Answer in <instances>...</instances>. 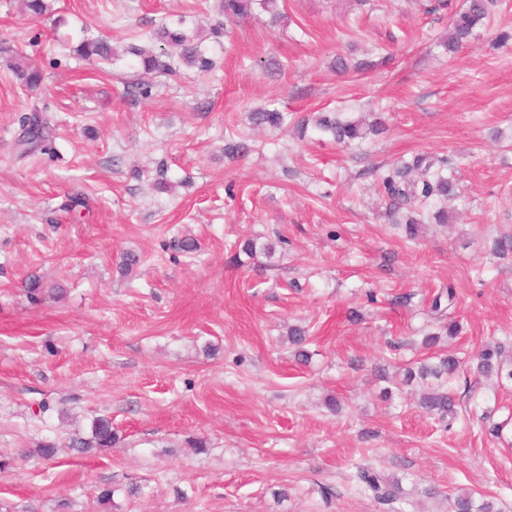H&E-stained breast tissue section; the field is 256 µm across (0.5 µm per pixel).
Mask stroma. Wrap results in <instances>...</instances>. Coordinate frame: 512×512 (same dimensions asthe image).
<instances>
[{
	"mask_svg": "<svg viewBox=\"0 0 512 512\" xmlns=\"http://www.w3.org/2000/svg\"><path fill=\"white\" fill-rule=\"evenodd\" d=\"M46 2L33 17L0 0V512H449L463 492L512 512V381L476 370L488 344L512 360V255L493 253L512 234V0L456 53L449 19L468 0H279L278 22L259 10L219 38L216 0ZM177 15L215 69L139 76L126 47ZM86 35L117 60L81 61ZM19 60L39 89L20 88ZM135 78L149 98L128 93ZM270 105L288 128L251 124ZM36 108L54 152L21 151ZM331 111L385 130L349 146L298 134ZM231 141L248 153L225 155ZM419 155L450 160L457 195L417 207L410 239L381 177ZM184 237L195 252L173 249ZM33 274L64 297L31 302ZM447 286L453 339L429 307ZM433 351L464 360L449 425L403 382ZM102 415L119 442L74 455ZM46 440L55 460L36 453ZM360 465L402 497L364 492Z\"/></svg>",
	"mask_w": 512,
	"mask_h": 512,
	"instance_id": "1",
	"label": "stroma"
}]
</instances>
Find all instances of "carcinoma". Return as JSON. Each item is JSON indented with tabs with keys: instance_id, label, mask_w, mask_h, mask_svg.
<instances>
[{
	"instance_id": "1",
	"label": "carcinoma",
	"mask_w": 512,
	"mask_h": 512,
	"mask_svg": "<svg viewBox=\"0 0 512 512\" xmlns=\"http://www.w3.org/2000/svg\"><path fill=\"white\" fill-rule=\"evenodd\" d=\"M271 14V21L280 19V13L275 9L276 0H219L220 12L224 19L232 22L239 18L253 14L255 5ZM496 0H469L468 8L451 18L448 29V52L456 53L471 37L476 26L486 19ZM186 18L181 17L176 26L164 22L153 30L149 39L162 44L155 49L140 45H132L128 53L133 55L138 69L144 73L175 75L180 67L195 68L200 72H209L216 66V62L207 57L201 44L196 42L194 36L185 28ZM76 53L90 64L100 60H108L115 56L110 44L99 38H85L76 47ZM12 71L20 85L30 90L36 89L43 78L40 68L34 62L23 66L14 65ZM252 123L256 126H264L278 129L284 126L286 116L279 110L262 109L251 114ZM24 135L20 144L31 150L39 148L46 150L52 148V140L47 133L46 122L38 110L24 118ZM382 120L376 118L366 122L361 118L342 119L334 112H321L314 119V127L320 133L331 137L339 144H349L355 140L363 139L367 134L379 130ZM420 172V181L411 179V173ZM383 186L389 199V214L397 216L402 210L412 211L415 201H428L432 197L449 201L455 196V184L443 175V168H434V163L418 158L412 164L396 166L383 178ZM27 296L33 302H37L42 296L50 294L60 297L64 290L58 286L44 287L41 277L33 276L25 283ZM461 366V360L454 354H446L438 357V361L432 364L422 363L417 371L407 370L408 379L415 377L426 383L425 391L420 400L422 408L439 415L440 419L453 423L455 419L454 398L450 391L439 383V380L451 379ZM505 362L501 360V346H488L480 356L478 369L480 372L493 375L501 374ZM435 379L438 384L427 383L428 379ZM119 440L117 433L112 428V420L106 417H96L91 421L88 432L84 436H78L73 440L72 448L80 454H90L110 448ZM357 478L366 489L382 501H393L400 494L399 485L388 482L376 472L362 468L357 473ZM453 512H494V505L490 501L480 504L469 494L456 497Z\"/></svg>"
}]
</instances>
